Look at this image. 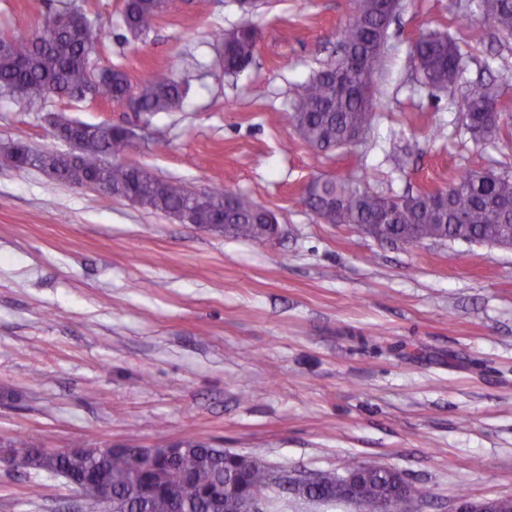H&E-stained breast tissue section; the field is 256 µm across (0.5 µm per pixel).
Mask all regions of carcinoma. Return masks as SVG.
Instances as JSON below:
<instances>
[{
	"mask_svg": "<svg viewBox=\"0 0 512 512\" xmlns=\"http://www.w3.org/2000/svg\"><path fill=\"white\" fill-rule=\"evenodd\" d=\"M176 0H124L123 23L127 35L139 40L149 34L157 19ZM346 25L341 30L343 56L312 74L291 103L290 119L302 141L317 152L350 147L361 131L371 127L381 107L375 77L382 66L377 50L386 33L388 17L381 0H349ZM482 16L503 38L512 37V0H479ZM105 27L96 25L75 3L41 15L38 28L26 40L1 35L0 96L39 107L49 95L66 97L73 92L102 94L122 104L130 99L138 112L152 116L178 108L187 89L166 72L134 85L118 66L101 68L96 46ZM224 46V72L236 74L253 61L257 49L256 28L244 23L218 32ZM416 72L428 89H445L459 76L455 68L461 56L458 44L442 32H432L413 46ZM506 107L493 83L469 85L463 108L465 122L475 138L496 143L512 141V124L505 121ZM81 154L73 161L57 154L29 153L21 141L0 143V151L19 156L17 170H53L63 183L91 180L116 192L134 189L141 207L167 215L185 212L191 224H213L220 219L231 225L230 236L256 240L262 224L276 214L242 193L214 189L207 200L194 199L178 181L164 180L144 165L128 164L121 157L129 142L109 127L90 125L84 132ZM368 174H350L338 180H315L308 193L309 207L323 224H370L393 241L444 239L497 243L512 234V177L469 169L436 196L426 191L403 196L401 201L367 187ZM174 463L165 449L150 458L138 457V448H105L97 454L64 453L49 456L30 447L15 466L61 474L78 492L92 496L98 479L120 502L118 512H169L173 499L180 512H224V483L237 477L240 483L232 512H252V500L268 488L270 469L255 459L237 463L224 449L209 442H183ZM362 481L357 512H376L380 496L389 491L390 469L376 464L347 470ZM344 477L319 474L308 488V497L323 502L342 500Z\"/></svg>",
	"mask_w": 512,
	"mask_h": 512,
	"instance_id": "obj_1",
	"label": "carcinoma"
}]
</instances>
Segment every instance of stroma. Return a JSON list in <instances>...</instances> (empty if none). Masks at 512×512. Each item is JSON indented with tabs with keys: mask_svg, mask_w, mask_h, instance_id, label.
Wrapping results in <instances>:
<instances>
[{
	"mask_svg": "<svg viewBox=\"0 0 512 512\" xmlns=\"http://www.w3.org/2000/svg\"><path fill=\"white\" fill-rule=\"evenodd\" d=\"M58 3L0 0V33L30 36ZM77 3L108 30L100 64L136 85L167 72L189 94L145 122L105 99H0V141L68 152L52 113L142 124L128 162L199 192L248 194L275 211L280 235L236 239L0 165V512H92L63 478L9 465L18 439L62 451L194 438L305 475L378 464L411 486L405 512L512 495V249L380 242L306 205L313 180L354 171L385 195L444 189L471 168L512 174V144L477 140L461 119L474 81L497 80L512 101V42L477 0H403L382 108L361 143L326 154L289 113L336 61L348 0H263L250 13L238 0H178L136 41L123 0ZM246 22L254 60L225 74L215 34ZM436 30L463 54L440 91L417 81L412 56ZM265 510L357 512L277 487Z\"/></svg>",
	"mask_w": 512,
	"mask_h": 512,
	"instance_id": "35a3bbf8",
	"label": "stroma"
}]
</instances>
